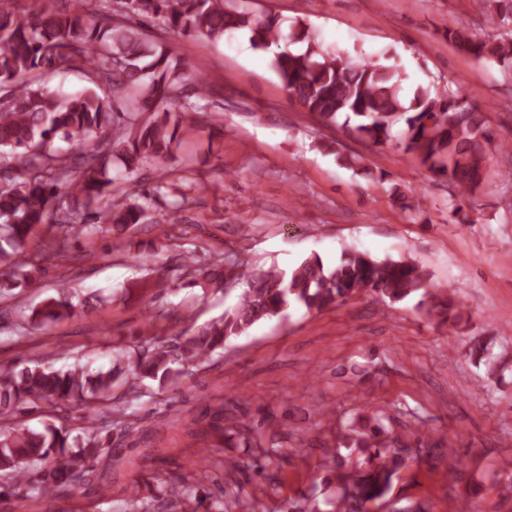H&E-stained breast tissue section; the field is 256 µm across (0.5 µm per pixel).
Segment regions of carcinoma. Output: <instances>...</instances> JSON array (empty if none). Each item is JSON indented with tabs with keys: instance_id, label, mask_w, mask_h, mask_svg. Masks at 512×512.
I'll return each instance as SVG.
<instances>
[{
	"instance_id": "cac0c4a2",
	"label": "carcinoma",
	"mask_w": 512,
	"mask_h": 512,
	"mask_svg": "<svg viewBox=\"0 0 512 512\" xmlns=\"http://www.w3.org/2000/svg\"><path fill=\"white\" fill-rule=\"evenodd\" d=\"M58 2L41 0L28 16L0 5V237L9 246L0 247V262L24 257L6 280L12 288L42 272L27 250L43 231L51 234L48 246L60 262L68 259L65 242L80 234L91 241L100 230L120 233L155 224L159 246L173 239L174 225L154 211L151 200L178 193L187 201L167 180L166 163L182 137L196 130V114L211 84L187 74L166 39L147 37L148 20L171 36L214 43L227 32L246 33L252 48L273 50L271 66L288 98L322 123H340L376 146L402 149L433 174L451 178L461 197L481 183L493 131L462 90L418 87L406 97L397 63H354L323 48L300 20L285 35L278 16L239 9L228 0H101L97 13L61 12ZM493 6L508 32L481 42L456 25L448 38L477 59L512 66V0H493ZM63 66L87 72L89 86L77 94L49 86ZM336 156L354 173L372 174L362 156ZM146 162L160 171L152 194L112 199L119 184L136 179ZM224 270V258L218 257L202 277L222 288ZM234 274L248 285L237 303L173 345L115 349L106 371L35 362L0 373V496H16L19 509L88 477L95 463L112 453L109 427L112 417L123 413L112 407L116 391L145 380L162 389L187 367L224 349L229 339L290 308L312 314L370 294L392 304L414 301L450 329L464 321L462 301L435 292L428 272L410 260L347 250L333 265L315 253L289 271L236 265ZM88 307V298L71 290L43 300L22 319L58 323ZM73 401L86 411L76 436L62 424L31 430L11 423L21 410ZM359 420L345 437L359 459L334 457L329 512H372L380 505L388 512H430L427 501L401 506L392 499L394 483L415 461L408 443L390 435L378 419ZM26 463L37 466L35 473ZM194 474L196 484H175L172 495L187 512H224L223 503L201 490L204 471Z\"/></svg>"
}]
</instances>
